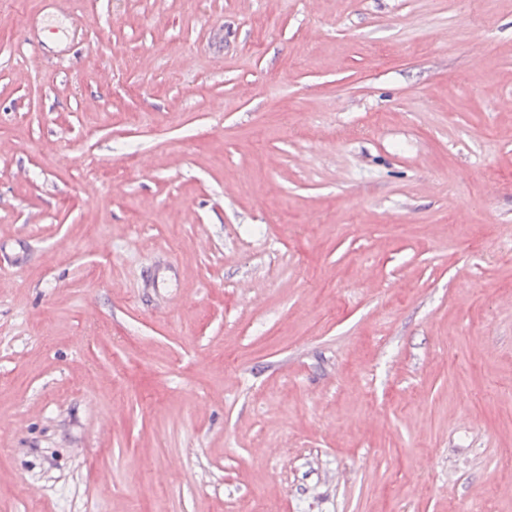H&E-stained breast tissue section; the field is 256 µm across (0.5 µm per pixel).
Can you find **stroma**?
I'll list each match as a JSON object with an SVG mask.
<instances>
[{"label": "stroma", "instance_id": "obj_1", "mask_svg": "<svg viewBox=\"0 0 512 512\" xmlns=\"http://www.w3.org/2000/svg\"><path fill=\"white\" fill-rule=\"evenodd\" d=\"M0 512H512V0H0Z\"/></svg>", "mask_w": 512, "mask_h": 512}]
</instances>
